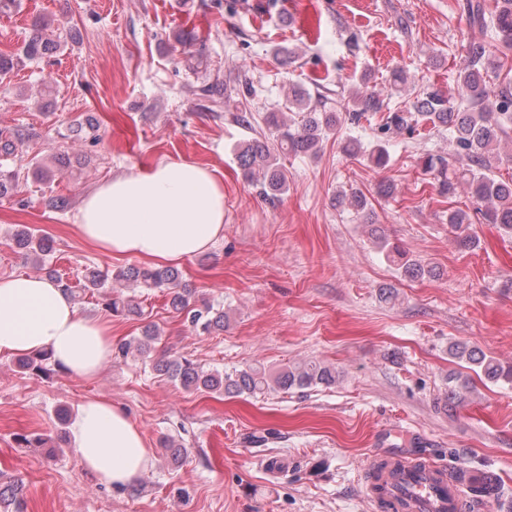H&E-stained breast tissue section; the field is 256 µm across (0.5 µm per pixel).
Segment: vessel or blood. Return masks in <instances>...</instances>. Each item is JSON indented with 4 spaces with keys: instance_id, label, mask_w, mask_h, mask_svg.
<instances>
[{
    "instance_id": "vessel-or-blood-1",
    "label": "vessel or blood",
    "mask_w": 512,
    "mask_h": 512,
    "mask_svg": "<svg viewBox=\"0 0 512 512\" xmlns=\"http://www.w3.org/2000/svg\"><path fill=\"white\" fill-rule=\"evenodd\" d=\"M472 476L456 482L446 466L428 460L408 461L389 452L367 461L363 488L383 512H481L470 489Z\"/></svg>"
}]
</instances>
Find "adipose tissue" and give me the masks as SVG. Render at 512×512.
<instances>
[{"mask_svg": "<svg viewBox=\"0 0 512 512\" xmlns=\"http://www.w3.org/2000/svg\"><path fill=\"white\" fill-rule=\"evenodd\" d=\"M75 228L114 260L192 258L224 237V181L209 165L162 160L114 176L87 194ZM42 351L72 377L94 379L112 359V323L80 313L53 279L0 275V357ZM69 441L94 481L115 490L134 484L153 465L142 431L107 399L79 405Z\"/></svg>", "mask_w": 512, "mask_h": 512, "instance_id": "ef3b65f1", "label": "adipose tissue"}]
</instances>
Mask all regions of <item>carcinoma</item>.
<instances>
[{
	"instance_id": "obj_1",
	"label": "carcinoma",
	"mask_w": 512,
	"mask_h": 512,
	"mask_svg": "<svg viewBox=\"0 0 512 512\" xmlns=\"http://www.w3.org/2000/svg\"><path fill=\"white\" fill-rule=\"evenodd\" d=\"M461 9L470 25L490 30L502 48L512 51V0H496V9L490 13L484 8V0H464ZM49 27L47 21L37 19L32 34L17 51L6 53L0 50L1 79L7 78L15 67L27 61L39 62L59 49V37L46 33ZM496 67L497 63L485 45L469 43L456 80L457 94L462 96L459 105H452L443 94L424 89L409 108L386 112L381 118L379 131L384 135L403 131L411 135L415 132V125L421 122L434 130L447 131L454 147V158L427 154L421 157L423 171L434 174L439 193L444 196L454 194L462 183L468 185L477 204L476 212L487 223L496 225L504 234L512 236V181H503L494 175V169L503 161H512L511 146L506 152H501V144L507 142L509 131L512 130V79L490 83L487 80L488 73ZM309 100L310 95L304 89L291 88L286 109L294 112V115L287 117L283 112L267 113L265 122L271 130L272 138H254L237 149L238 166L255 184L258 195L267 201L278 199L288 189V178L278 162V155H315L325 136L340 131L348 123L356 124L367 113H376L383 108V101L365 88L356 94V109L344 114L319 109L310 105ZM343 151L349 155L362 154L377 168H383L389 162L387 146L382 142L366 151L358 141L349 138L344 141ZM336 198L340 203H347L357 214L365 218L369 216L368 200L363 193L340 191ZM470 224L472 221L468 212L460 209L448 212V228L456 242L464 248H470L476 243L475 237L469 233ZM13 241L19 248L37 257H46L51 252L50 245L44 239L35 238L27 229L17 231ZM381 249L386 259L406 277L435 278L440 275L436 267L412 258L397 244L383 240ZM116 277L141 288L169 290L173 308L186 314L191 326L203 333L224 330V311L210 305L200 309L190 307L189 299L193 289L181 282V276L174 268L131 266L116 274ZM102 300L104 307L114 315L141 314V310L130 299L120 296L111 298L104 293ZM158 340L159 332L147 326L136 344H121L119 353L125 357L134 347L140 355L147 357L155 349ZM448 355L467 364L468 369L481 372L483 378L491 383L502 381L512 384L511 365L502 366L466 342L450 343ZM17 366L35 375L46 376L54 372L46 353L20 357ZM154 369L178 382L187 391L224 394L228 397L247 395L260 398L280 390L288 392L318 386L329 387L336 383V369L313 360L277 370L254 366L220 371L204 370L182 355L166 352L154 362ZM468 384V377L461 373L449 375L448 403L462 400ZM15 441L19 448L52 447L50 438L34 433L18 434ZM162 446L169 464L178 465L183 461V449L178 441L166 438Z\"/></svg>"
}]
</instances>
